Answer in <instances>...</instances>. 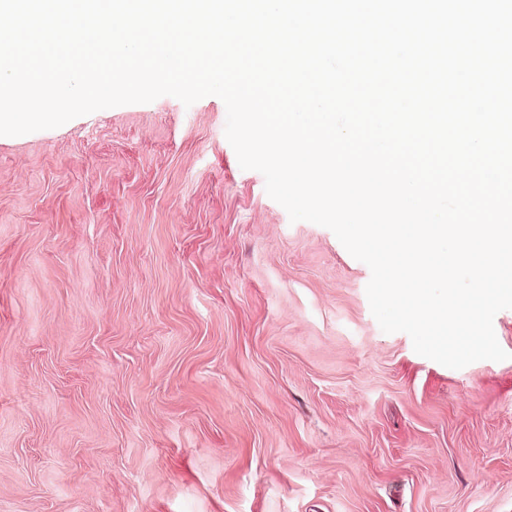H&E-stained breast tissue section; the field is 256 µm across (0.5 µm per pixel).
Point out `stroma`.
<instances>
[{
    "mask_svg": "<svg viewBox=\"0 0 512 512\" xmlns=\"http://www.w3.org/2000/svg\"><path fill=\"white\" fill-rule=\"evenodd\" d=\"M215 96L0 136V512H512L510 359L384 333Z\"/></svg>",
    "mask_w": 512,
    "mask_h": 512,
    "instance_id": "obj_1",
    "label": "stroma"
}]
</instances>
